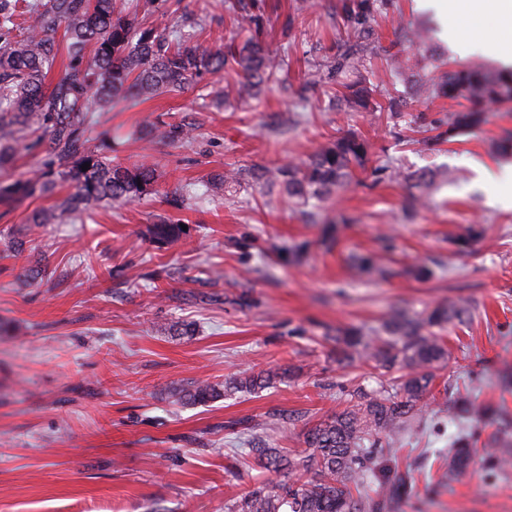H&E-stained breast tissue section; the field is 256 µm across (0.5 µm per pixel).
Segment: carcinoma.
<instances>
[{"mask_svg": "<svg viewBox=\"0 0 512 512\" xmlns=\"http://www.w3.org/2000/svg\"><path fill=\"white\" fill-rule=\"evenodd\" d=\"M179 0H0V165L34 152L39 161L19 178L0 181V204L18 198L51 195L61 185L73 192L54 204L32 211L28 224H71L92 206L112 201H136L154 192L156 167L142 158L112 163L106 137L93 142L90 130L97 114L108 112L119 99L181 94L227 66L244 76L237 90L241 98L257 95L282 70L284 60L271 53L256 36L240 44L213 50L189 45L192 34L175 18ZM398 0H341L347 34L344 46L322 64L316 77L336 82L341 102L349 108L396 113L401 100L382 102L377 89L363 75L367 62L381 56L390 74L430 100L464 96L469 106L448 115V129L423 141L432 148L463 128L484 122L491 107L512 102V74L495 72L479 63L451 67L432 55L428 29L405 32V43H376L372 21L378 14L398 13ZM259 0H233L228 9L240 16V29L260 25ZM32 18L24 26L22 17ZM64 72L50 81L57 63ZM195 124L184 119L150 129L157 138L188 146L195 140ZM369 143L354 132L320 146L305 162L285 163L250 174L253 183L277 189L301 207L325 201L346 186L356 168L368 161ZM88 165L83 170L82 165ZM436 174L406 176L413 193L405 208L421 203ZM239 171L216 172L201 187L186 186L172 195L177 210L212 200L241 186ZM149 237L161 245L179 241L185 231L177 220L148 227ZM485 238V228L473 225L456 241L464 251ZM361 275L391 272L378 267L371 255L353 257ZM473 312L463 299L437 302L419 312L395 311L382 329L364 332L350 326L336 328V360L372 361L376 366L408 370L395 390L355 388L347 405L310 428L306 449L290 456L266 443L251 449L261 465L296 472L317 471V478L297 477L290 483H262L235 499L229 512H390L407 489V477L385 472L386 456L397 454L402 439L419 437L423 406L432 392L435 370L450 352L439 332L452 322H464ZM275 379L270 372H243L223 385L198 382L178 392L189 404H206L236 393H255ZM466 416L498 428L480 449L463 434L448 436V474L463 473L476 462L496 468L512 466V417L487 405L461 397L448 403V422Z\"/></svg>", "mask_w": 512, "mask_h": 512, "instance_id": "cac0c4a2", "label": "carcinoma"}]
</instances>
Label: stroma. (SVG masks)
<instances>
[{
    "mask_svg": "<svg viewBox=\"0 0 512 512\" xmlns=\"http://www.w3.org/2000/svg\"><path fill=\"white\" fill-rule=\"evenodd\" d=\"M266 2L263 37L287 63V86L274 83L242 100L235 90L243 76L227 70L211 78L229 93L221 107L209 106L195 86L176 96L124 98L99 113L94 131L107 134L113 161L145 154L157 164L154 194L101 205L79 224H27L31 211L51 205L48 197L0 206V512H227L257 481L291 479L255 465V442L300 453L308 429L344 407L348 390L395 381L369 362H337V327L377 329L393 308L413 312L460 298L475 313L446 333L451 355L436 371L427 434L389 462L414 476L398 512H512V469L478 464L445 479L443 409L447 392L460 390L512 412V386L501 381L512 371V209L496 203L503 187L474 171L478 163L512 164V154L496 149L512 132V103L439 150L421 149L408 140L417 117L447 119L465 109V98L416 99L394 117L332 106L333 87L312 84L311 75L346 38L338 0ZM399 7L400 18L377 20L381 44L394 40L398 25L425 19L449 62L497 67L496 43L476 55L455 52L433 12L417 0ZM180 10L211 47L239 32L224 0H182ZM293 12L294 27L283 31ZM185 114L201 124L191 147L148 136L152 123ZM349 131L369 141L368 167L323 205L316 222L253 184L179 212L166 203L176 188L213 172L300 162ZM381 165L397 176L375 177ZM419 170L437 179L409 215L403 176ZM344 216L351 224L338 246H321V225ZM162 217L180 219L187 232L160 248L145 233ZM473 224L486 228L485 242L455 252L453 240ZM388 232L395 249L385 255ZM14 237L45 256L42 281L24 278L31 258L9 250ZM302 242L309 255L292 264L286 250ZM367 252L381 253L391 276H358L352 258ZM416 264L432 268L433 278L405 275ZM244 291L247 306L235 302ZM177 323L192 324L194 334L174 335ZM268 370L277 377L256 394L205 405L177 398L198 381ZM272 414L281 421L269 428Z\"/></svg>",
    "mask_w": 512,
    "mask_h": 512,
    "instance_id": "stroma-1",
    "label": "stroma"
}]
</instances>
